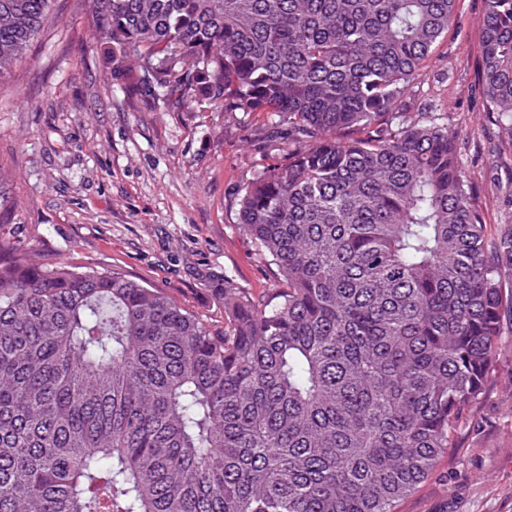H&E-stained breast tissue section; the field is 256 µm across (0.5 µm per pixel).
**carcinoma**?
Segmentation results:
<instances>
[{
	"label": "carcinoma",
	"instance_id": "1",
	"mask_svg": "<svg viewBox=\"0 0 512 512\" xmlns=\"http://www.w3.org/2000/svg\"><path fill=\"white\" fill-rule=\"evenodd\" d=\"M457 0H91L144 101L269 112L288 160L239 224L284 287L217 327L114 269L32 258L0 216V512H396L494 376L512 228L448 124L399 101ZM51 0H0V76ZM485 112L512 144V0Z\"/></svg>",
	"mask_w": 512,
	"mask_h": 512
}]
</instances>
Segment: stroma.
Segmentation results:
<instances>
[{
    "instance_id": "35a3bbf8",
    "label": "stroma",
    "mask_w": 512,
    "mask_h": 512,
    "mask_svg": "<svg viewBox=\"0 0 512 512\" xmlns=\"http://www.w3.org/2000/svg\"><path fill=\"white\" fill-rule=\"evenodd\" d=\"M89 0H52L49 22L0 78V174L23 245L100 265L163 289L223 325L214 289L254 298L277 283L239 226L243 188L283 162L266 112L148 106L102 66ZM486 0H458V21L407 87L412 119L444 117L492 229L512 225V146L483 110L478 78ZM399 512H512V320L495 377Z\"/></svg>"
}]
</instances>
